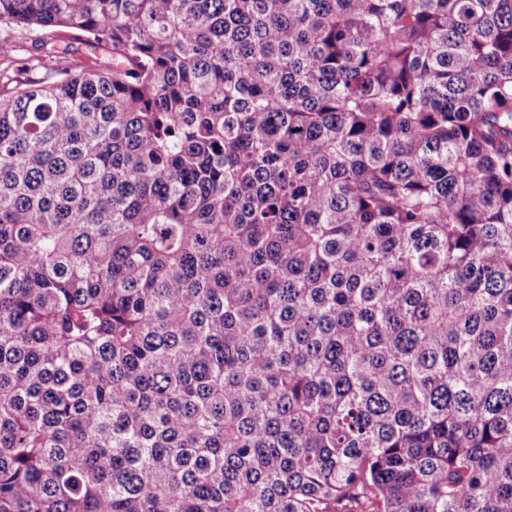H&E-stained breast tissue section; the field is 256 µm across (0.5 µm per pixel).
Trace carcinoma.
Segmentation results:
<instances>
[{
	"mask_svg": "<svg viewBox=\"0 0 512 512\" xmlns=\"http://www.w3.org/2000/svg\"><path fill=\"white\" fill-rule=\"evenodd\" d=\"M2 28L0 512H512V0Z\"/></svg>",
	"mask_w": 512,
	"mask_h": 512,
	"instance_id": "obj_1",
	"label": "carcinoma"
}]
</instances>
